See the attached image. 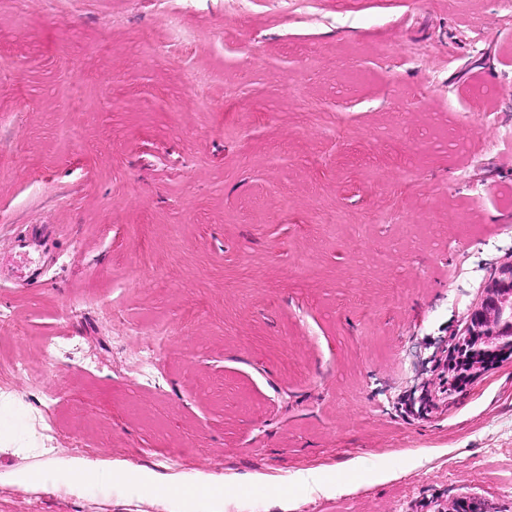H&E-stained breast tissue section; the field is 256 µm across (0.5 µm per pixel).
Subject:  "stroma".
Returning a JSON list of instances; mask_svg holds the SVG:
<instances>
[{
	"instance_id": "stroma-1",
	"label": "stroma",
	"mask_w": 512,
	"mask_h": 512,
	"mask_svg": "<svg viewBox=\"0 0 512 512\" xmlns=\"http://www.w3.org/2000/svg\"><path fill=\"white\" fill-rule=\"evenodd\" d=\"M509 137L504 0H0V260L56 243L0 275V512H178L8 478L70 458L224 512H512V358L445 370L512 267ZM14 251L18 257L26 261L21 266L23 279L30 283H36L41 279L44 264L54 254V238L49 232L21 237L14 241ZM33 253H38V261L31 259Z\"/></svg>"
}]
</instances>
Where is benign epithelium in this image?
Wrapping results in <instances>:
<instances>
[{"instance_id":"7a95c632","label":"benign epithelium","mask_w":512,"mask_h":512,"mask_svg":"<svg viewBox=\"0 0 512 512\" xmlns=\"http://www.w3.org/2000/svg\"><path fill=\"white\" fill-rule=\"evenodd\" d=\"M511 321L512 268L502 273L470 315L468 333L457 346L466 357L465 363L454 368L458 384L466 385L479 370L512 356V336L496 335L501 323Z\"/></svg>"}]
</instances>
